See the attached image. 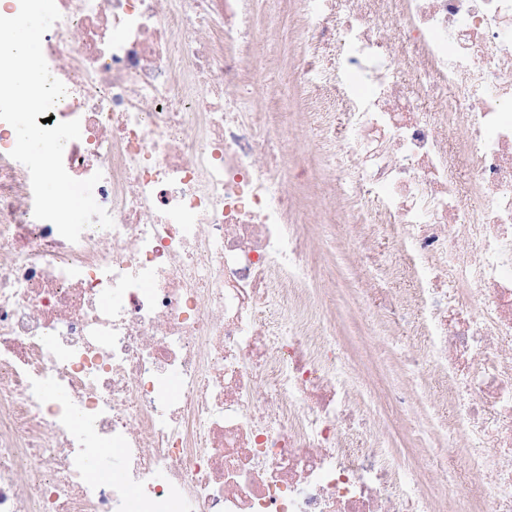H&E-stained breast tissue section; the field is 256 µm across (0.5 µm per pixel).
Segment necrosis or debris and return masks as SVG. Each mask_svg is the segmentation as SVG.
<instances>
[{"label": "necrosis or debris", "instance_id": "1", "mask_svg": "<svg viewBox=\"0 0 512 512\" xmlns=\"http://www.w3.org/2000/svg\"><path fill=\"white\" fill-rule=\"evenodd\" d=\"M300 4L294 72L367 207L361 316L410 283L389 312L406 384L367 387L312 287L283 141L248 104L254 0H56L63 164L101 173L115 226L72 243L34 218L0 121V512H512V0ZM421 403L417 468L392 437ZM458 442L491 488L460 487ZM107 446L123 476L90 478Z\"/></svg>", "mask_w": 512, "mask_h": 512}]
</instances>
